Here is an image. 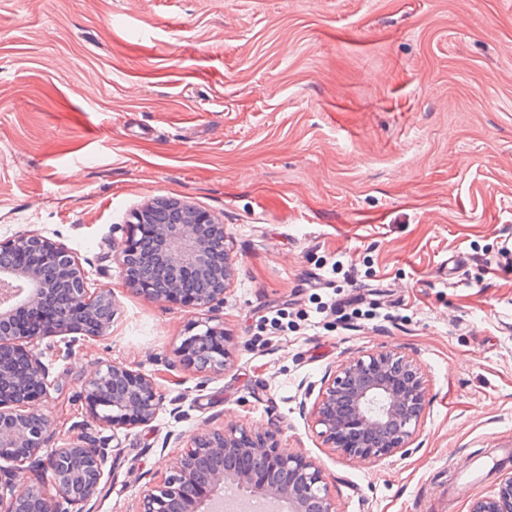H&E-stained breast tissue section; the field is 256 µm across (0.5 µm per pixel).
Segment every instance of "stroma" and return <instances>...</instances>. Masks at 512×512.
Here are the masks:
<instances>
[{
    "instance_id": "obj_1",
    "label": "stroma",
    "mask_w": 512,
    "mask_h": 512,
    "mask_svg": "<svg viewBox=\"0 0 512 512\" xmlns=\"http://www.w3.org/2000/svg\"><path fill=\"white\" fill-rule=\"evenodd\" d=\"M166 197L237 257L220 373L174 363L200 311L112 259ZM32 230L115 299L105 335L34 344L52 447L106 448L95 512H137L205 429H278L336 512H469L512 474V0H0V239ZM378 350L421 366L429 405L362 461L324 444L313 393ZM105 363L154 380L153 422L88 417ZM475 455L488 476L458 479Z\"/></svg>"
}]
</instances>
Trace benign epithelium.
Returning <instances> with one entry per match:
<instances>
[{
	"mask_svg": "<svg viewBox=\"0 0 512 512\" xmlns=\"http://www.w3.org/2000/svg\"><path fill=\"white\" fill-rule=\"evenodd\" d=\"M124 239L112 242L113 260L126 285L171 306L212 311L236 274L224 224L210 212L176 197L157 199L132 214ZM150 224L151 244L133 245L136 225ZM1 249L22 251L31 261L0 267V512H64L32 485L16 482L28 463L53 472L67 484L62 498L94 512L106 456L86 433L66 448H48V424L37 405L48 390V369L30 348L39 338L100 336L109 323L103 308L114 307L110 291L91 289L77 254L39 232L0 241ZM175 351L185 368L224 371L228 355L213 356L209 342L224 337L210 320ZM107 394L103 407H88L90 418L112 429L152 422L161 406L155 382L119 365L96 368L85 380L90 404ZM426 387L417 363L392 351L358 355L322 383L315 423L329 447L353 458L375 459L406 448L426 409ZM276 503L288 512H336L323 472L306 457L289 453L277 431L246 428L205 430L193 435L178 472L144 494L140 512H223L224 493ZM470 512H512V475L498 490L473 502Z\"/></svg>",
	"mask_w": 512,
	"mask_h": 512,
	"instance_id": "benign-epithelium-1",
	"label": "benign epithelium"
}]
</instances>
